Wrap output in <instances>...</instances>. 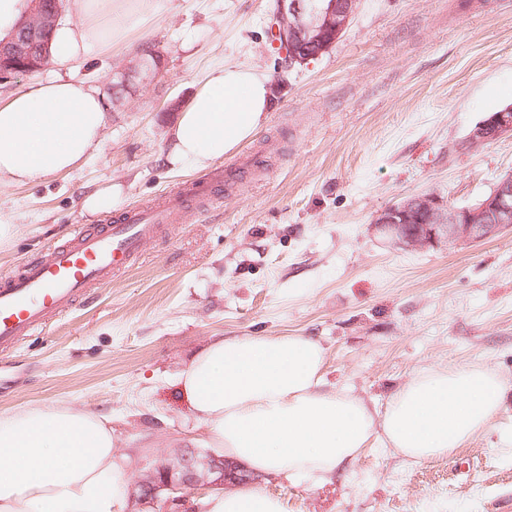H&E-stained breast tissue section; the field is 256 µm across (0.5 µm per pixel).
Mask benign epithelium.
I'll use <instances>...</instances> for the list:
<instances>
[{
	"instance_id": "benign-epithelium-1",
	"label": "benign epithelium",
	"mask_w": 512,
	"mask_h": 512,
	"mask_svg": "<svg viewBox=\"0 0 512 512\" xmlns=\"http://www.w3.org/2000/svg\"><path fill=\"white\" fill-rule=\"evenodd\" d=\"M44 0H32L29 11L14 24L21 36L38 31L43 38L34 52L22 40L0 42V82L18 75L45 69L50 63L48 49L61 7L48 12ZM358 10V0H276L269 28L275 42L297 47L292 64H304L328 51L342 36ZM504 136L512 137V107L492 112L469 132L470 148ZM375 227L404 248L468 245L493 239L512 229V174L502 177L479 205L452 207L435 193L409 197L385 210L375 219ZM235 465L208 453L181 450L150 467L135 483L145 493L137 496L142 504H152L159 495L171 500L192 491L210 487L228 488L236 484Z\"/></svg>"
}]
</instances>
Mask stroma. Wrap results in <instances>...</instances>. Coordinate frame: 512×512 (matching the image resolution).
<instances>
[{
	"label": "stroma",
	"mask_w": 512,
	"mask_h": 512,
	"mask_svg": "<svg viewBox=\"0 0 512 512\" xmlns=\"http://www.w3.org/2000/svg\"><path fill=\"white\" fill-rule=\"evenodd\" d=\"M275 0H165L139 34L43 80L86 81L108 100L100 146L70 172L0 186L19 232L0 276L80 230L158 200L199 171L166 163L167 132L209 71L267 76L273 104L239 151L261 174L189 210L143 257L73 310L0 353V415L69 405L107 414L115 457L141 474L175 449H206L179 391L213 336L316 337L328 388L376 409L419 371L479 364L512 384V230L466 246L396 247L374 219L413 194L458 207L512 174V138L465 147L512 103V0H359L323 56L283 72L267 31ZM151 47L164 61L114 99L111 75ZM121 203L95 216L84 196ZM512 394L453 455L405 458L370 441L314 483L255 476L288 512H512ZM118 201V195L113 193V187L93 192L83 199V209L90 213L96 214L103 210H110Z\"/></svg>",
	"instance_id": "1"
}]
</instances>
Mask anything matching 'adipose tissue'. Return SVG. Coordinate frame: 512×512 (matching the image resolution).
<instances>
[{"label":"adipose tissue","mask_w":512,"mask_h":512,"mask_svg":"<svg viewBox=\"0 0 512 512\" xmlns=\"http://www.w3.org/2000/svg\"><path fill=\"white\" fill-rule=\"evenodd\" d=\"M162 0H68L71 21L53 38L64 66L126 40ZM272 105L267 77L213 69L168 133L167 157L204 170L251 138ZM103 98L86 82L32 80L0 100V185L40 182L97 150ZM325 349L301 335L216 337L179 380L211 447L254 472L311 480L339 473L371 440L425 461L449 455L492 423L508 389L483 365L427 369L377 411L348 390L327 389ZM107 416L66 405L0 415V512H122L132 475L114 458ZM206 512H287L245 485L211 492Z\"/></svg>","instance_id":"adipose-tissue-1"}]
</instances>
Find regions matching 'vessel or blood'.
I'll list each match as a JSON object with an SVG mask.
<instances>
[{
	"instance_id": "obj_1",
	"label": "vessel or blood",
	"mask_w": 512,
	"mask_h": 512,
	"mask_svg": "<svg viewBox=\"0 0 512 512\" xmlns=\"http://www.w3.org/2000/svg\"><path fill=\"white\" fill-rule=\"evenodd\" d=\"M252 166L251 156H241L222 175L188 182L156 206L129 211L118 223L77 233L22 261L16 274L0 278V349L12 348L23 336L70 309L88 288L109 284L116 272L142 256L162 227L184 223L190 204L219 195L221 187Z\"/></svg>"
}]
</instances>
